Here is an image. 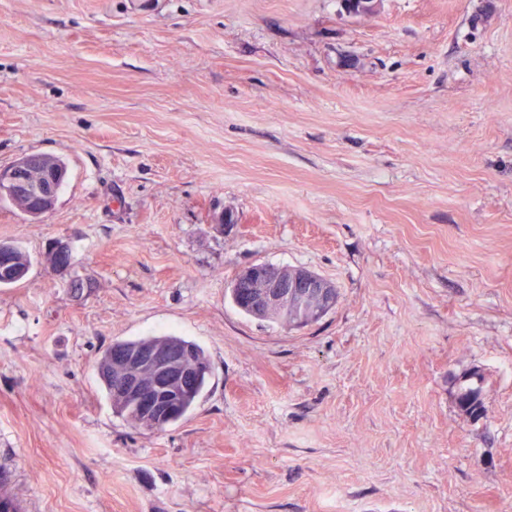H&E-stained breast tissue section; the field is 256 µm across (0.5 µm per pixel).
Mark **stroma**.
Segmentation results:
<instances>
[{
    "instance_id": "obj_1",
    "label": "stroma",
    "mask_w": 512,
    "mask_h": 512,
    "mask_svg": "<svg viewBox=\"0 0 512 512\" xmlns=\"http://www.w3.org/2000/svg\"><path fill=\"white\" fill-rule=\"evenodd\" d=\"M31 153L68 169L40 217L0 202L32 259L0 287V470L31 512H512V0H0V167ZM257 263L335 306L245 315ZM164 334L211 374L137 428L96 365ZM290 268V267H288ZM275 266L267 263L253 264L242 270L234 279L231 288L249 289L253 285H260L257 290H240L237 296L241 297L242 307L262 315L268 312H277L288 321V326H304L312 319L314 312L310 306L300 308L291 302H314V310L322 316L336 303V288L333 284L319 275L303 269ZM239 309V308H238ZM244 314L271 322H281L272 317L258 316L250 311L239 309Z\"/></svg>"
}]
</instances>
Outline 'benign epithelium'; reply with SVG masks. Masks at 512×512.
I'll return each mask as SVG.
<instances>
[{
  "mask_svg": "<svg viewBox=\"0 0 512 512\" xmlns=\"http://www.w3.org/2000/svg\"><path fill=\"white\" fill-rule=\"evenodd\" d=\"M46 165L39 155H24L7 167H0V189L6 194L31 198L36 194L51 198L60 173L45 179ZM12 246L0 248V275L16 280L21 269L12 260ZM52 252L55 268L66 269L72 259V246L58 240ZM232 287L239 289L242 307L258 315L277 312L288 318L291 302H314L317 314H324L336 303V288L319 275L303 269L289 270L267 263L242 270ZM209 372L207 362L188 345L152 343L130 347L112 345L108 359L100 368L101 377L112 383V394L134 411L146 425L165 427L180 418L184 399Z\"/></svg>",
  "mask_w": 512,
  "mask_h": 512,
  "instance_id": "7a95c632",
  "label": "benign epithelium"
}]
</instances>
